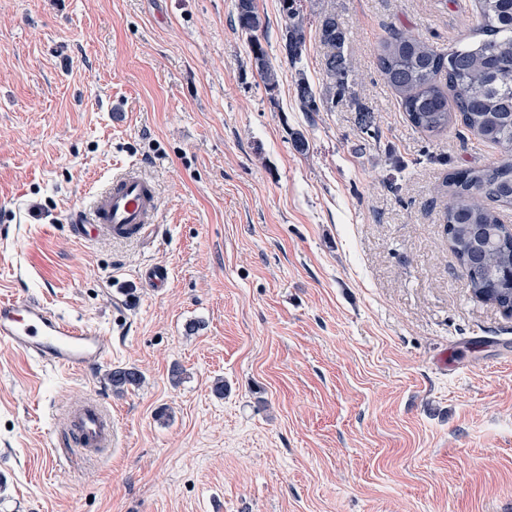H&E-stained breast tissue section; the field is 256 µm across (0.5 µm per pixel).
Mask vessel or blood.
<instances>
[{
	"mask_svg": "<svg viewBox=\"0 0 512 512\" xmlns=\"http://www.w3.org/2000/svg\"><path fill=\"white\" fill-rule=\"evenodd\" d=\"M90 209L71 218L75 236L115 240L146 237L158 221V196L153 182L128 166L110 185L92 193ZM0 344L54 368L83 372L106 359L103 337L93 327L65 319L33 295L0 297ZM115 439L112 412L94 399L66 410L65 446L83 458L108 453Z\"/></svg>",
	"mask_w": 512,
	"mask_h": 512,
	"instance_id": "vessel-or-blood-1",
	"label": "vessel or blood"
}]
</instances>
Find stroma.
Here are the masks:
<instances>
[{"label": "stroma", "instance_id": "obj_1", "mask_svg": "<svg viewBox=\"0 0 512 512\" xmlns=\"http://www.w3.org/2000/svg\"><path fill=\"white\" fill-rule=\"evenodd\" d=\"M297 5L293 66L280 0H257L269 88L235 0H0V293L108 350L72 373L0 345V512H512V315L472 295L443 221L446 175L497 153L411 127L376 62L394 27L447 53L479 41L475 2ZM327 13L355 83L306 112L296 72L326 95ZM132 163L157 231L73 237ZM152 266L167 287H146ZM115 367L141 384L114 393ZM89 397L111 456L45 470ZM286 23L281 35V50L287 60L295 64L301 56L306 41L304 19L297 11L295 0H281Z\"/></svg>", "mask_w": 512, "mask_h": 512}]
</instances>
